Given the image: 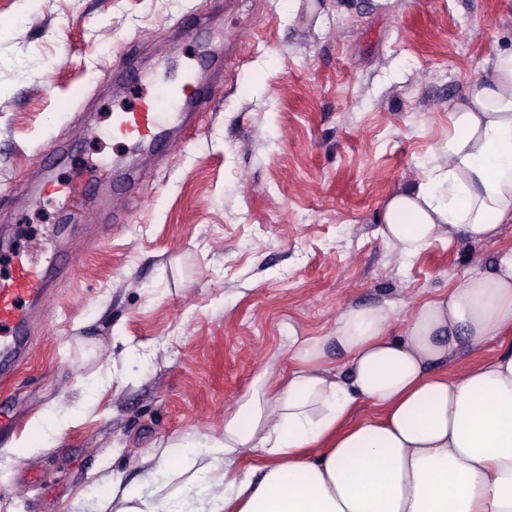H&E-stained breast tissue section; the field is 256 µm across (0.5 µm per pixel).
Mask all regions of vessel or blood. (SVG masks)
Instances as JSON below:
<instances>
[{
  "label": "vessel or blood",
  "instance_id": "obj_1",
  "mask_svg": "<svg viewBox=\"0 0 512 512\" xmlns=\"http://www.w3.org/2000/svg\"><path fill=\"white\" fill-rule=\"evenodd\" d=\"M123 88L136 92L134 104L112 115L113 136L130 141L139 152L152 153L169 140L173 125L207 107L212 95L201 77L182 86L157 76L148 82L144 71L127 64L104 74ZM107 165H70L64 179L46 177L32 189L33 197L54 195L60 208L76 210L90 199L95 184L107 174ZM0 263L8 268L0 275V377H10L28 359L32 350V318L59 281L74 274V265L57 261H32L28 250L0 241Z\"/></svg>",
  "mask_w": 512,
  "mask_h": 512
}]
</instances>
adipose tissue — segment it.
<instances>
[{"label": "adipose tissue", "instance_id": "ef3b65f1", "mask_svg": "<svg viewBox=\"0 0 512 512\" xmlns=\"http://www.w3.org/2000/svg\"><path fill=\"white\" fill-rule=\"evenodd\" d=\"M378 222L402 259L512 223V48L449 104L433 167ZM394 321L388 303L343 310L333 336L297 347L280 389L263 375L236 400L223 437L153 448L146 481L192 454L212 488L192 512H512V350L438 370L461 347L512 335V249L419 303L401 330ZM330 344L348 354L346 375L329 366ZM360 405L373 412L353 420Z\"/></svg>", "mask_w": 512, "mask_h": 512}]
</instances>
